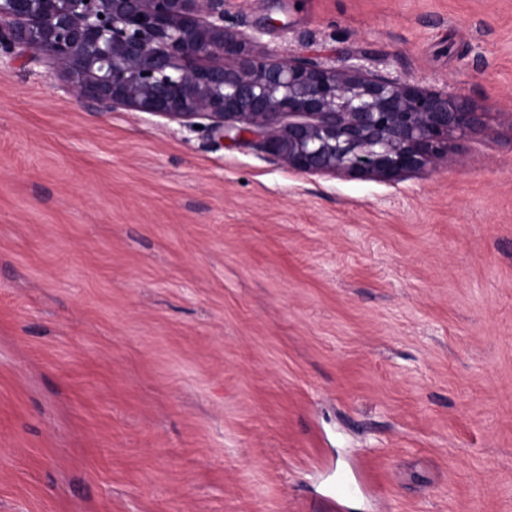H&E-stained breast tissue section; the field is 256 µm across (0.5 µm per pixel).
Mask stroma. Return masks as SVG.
Segmentation results:
<instances>
[{
	"instance_id": "stroma-1",
	"label": "stroma",
	"mask_w": 512,
	"mask_h": 512,
	"mask_svg": "<svg viewBox=\"0 0 512 512\" xmlns=\"http://www.w3.org/2000/svg\"><path fill=\"white\" fill-rule=\"evenodd\" d=\"M478 128L396 181L0 65V512H512V0H224Z\"/></svg>"
}]
</instances>
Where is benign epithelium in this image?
<instances>
[{
    "instance_id": "obj_1",
    "label": "benign epithelium",
    "mask_w": 512,
    "mask_h": 512,
    "mask_svg": "<svg viewBox=\"0 0 512 512\" xmlns=\"http://www.w3.org/2000/svg\"><path fill=\"white\" fill-rule=\"evenodd\" d=\"M16 47L48 56L104 109L204 119L310 174L395 181L435 167L481 122L456 95L359 63L251 53L225 33L224 0H0V54Z\"/></svg>"
}]
</instances>
